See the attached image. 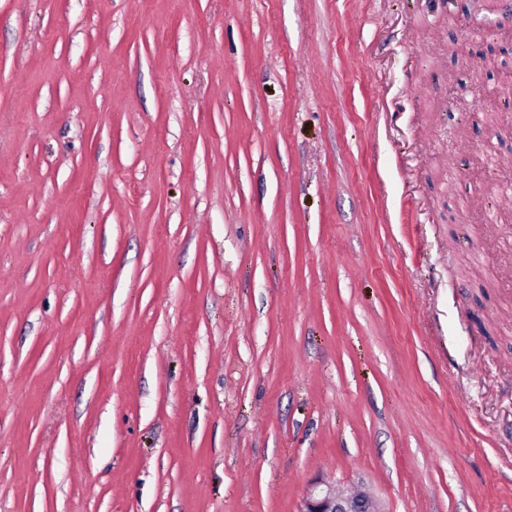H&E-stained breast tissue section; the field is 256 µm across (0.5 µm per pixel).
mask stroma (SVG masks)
Here are the masks:
<instances>
[{
	"label": "stroma",
	"instance_id": "obj_1",
	"mask_svg": "<svg viewBox=\"0 0 512 512\" xmlns=\"http://www.w3.org/2000/svg\"><path fill=\"white\" fill-rule=\"evenodd\" d=\"M512 0H0V512H512ZM298 512H387L384 503L365 493H347L322 480L312 482Z\"/></svg>",
	"mask_w": 512,
	"mask_h": 512
}]
</instances>
